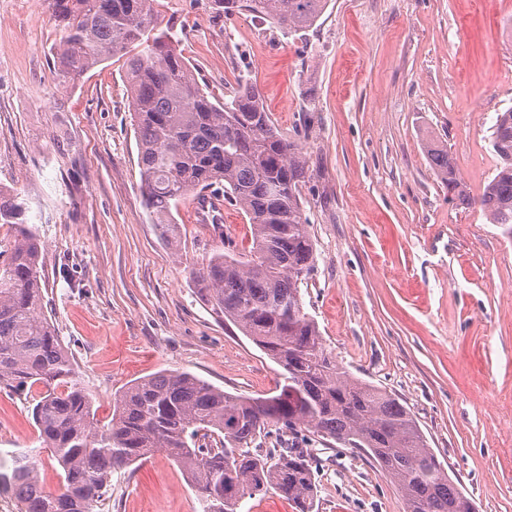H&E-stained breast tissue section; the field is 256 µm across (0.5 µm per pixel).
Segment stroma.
Here are the masks:
<instances>
[{
    "mask_svg": "<svg viewBox=\"0 0 512 512\" xmlns=\"http://www.w3.org/2000/svg\"><path fill=\"white\" fill-rule=\"evenodd\" d=\"M182 54L216 99L249 80L306 157L301 203L316 262L301 288L339 366L410 409L476 512H512V239L454 207L428 161L442 142L471 196L499 159L512 107V0H330L287 33L211 0H161ZM44 0H0V187L44 245L45 313L99 425L129 382L185 371L236 395L275 390L280 367L197 292L222 250L196 198L161 237L142 199L137 134L117 56L75 83L54 74ZM26 395L0 388V448L37 447ZM315 457L314 512H406L368 455L271 426L251 446ZM98 512H202L165 452L114 471Z\"/></svg>",
    "mask_w": 512,
    "mask_h": 512,
    "instance_id": "obj_1",
    "label": "stroma"
}]
</instances>
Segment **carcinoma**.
I'll use <instances>...</instances> for the list:
<instances>
[{
    "label": "carcinoma",
    "mask_w": 512,
    "mask_h": 512,
    "mask_svg": "<svg viewBox=\"0 0 512 512\" xmlns=\"http://www.w3.org/2000/svg\"><path fill=\"white\" fill-rule=\"evenodd\" d=\"M57 22L54 73L74 82L101 62L129 55L123 81L133 99L141 187L162 234L172 209L215 186L252 230V247L216 252L192 271L198 291L281 368L273 395L225 392L190 373L160 372L135 380L113 400L99 425L92 399L47 318L39 266L40 240L24 203L0 189V224L14 230L0 261V386L42 391L32 408L41 448L59 466V487L43 484L34 465L0 463V495L19 512H95L112 472L162 449L188 475L203 512L274 489L299 512H313L316 484L307 449L259 455L249 445L268 426L305 428L368 452L399 486L407 512H475L445 474L416 420L386 390L349 376L333 360L301 286L314 262L300 187L307 162L278 131L261 95L239 82L229 100L213 101L179 49L173 27L158 21L157 0H47ZM241 7L290 33L311 28L329 0H213ZM491 145L500 159L481 195L471 196L448 149L427 144L431 169L448 200L479 204L489 223L512 238V108L497 113Z\"/></svg>",
    "instance_id": "1"
}]
</instances>
